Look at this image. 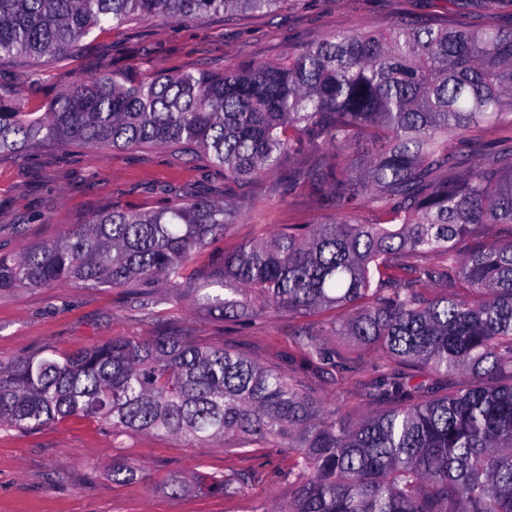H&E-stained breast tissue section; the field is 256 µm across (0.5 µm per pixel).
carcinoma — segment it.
<instances>
[{
	"label": "carcinoma",
	"instance_id": "cac0c4a2",
	"mask_svg": "<svg viewBox=\"0 0 512 512\" xmlns=\"http://www.w3.org/2000/svg\"><path fill=\"white\" fill-rule=\"evenodd\" d=\"M286 0H0V63L75 53L95 28L269 14ZM474 129L504 132L490 148ZM171 147L224 169L204 193L148 211L114 207L56 240L0 255V288H125L148 309L180 297L194 258L237 223L235 188L282 168L288 190L331 187L323 224H290L213 266L224 295L197 303L230 322L268 309L306 317L295 344L329 361L328 336L375 349L377 405L349 421L286 367L166 333L70 354L0 361V426L81 416L131 432L295 458L276 512H512V29L415 18L350 28L273 64L132 81L103 71L35 110L0 92V154ZM477 224L496 239L463 247ZM440 261L432 263L427 254ZM441 285L442 294L429 293ZM427 372L444 392L414 382ZM251 477H214L237 493Z\"/></svg>",
	"mask_w": 512,
	"mask_h": 512
}]
</instances>
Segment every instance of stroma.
I'll return each instance as SVG.
<instances>
[{
	"instance_id": "obj_1",
	"label": "stroma",
	"mask_w": 512,
	"mask_h": 512,
	"mask_svg": "<svg viewBox=\"0 0 512 512\" xmlns=\"http://www.w3.org/2000/svg\"><path fill=\"white\" fill-rule=\"evenodd\" d=\"M411 15L507 29L512 0H287L270 15H212L164 26L142 21L94 30L77 55L53 60L36 74L2 64L0 87L20 94L33 108L108 67L143 79L274 63L290 46L350 26L385 32ZM284 178L281 171L265 174L238 189L237 224L215 248L197 256L187 271L191 287L181 299L160 288L154 307L144 310L115 288H0V360L178 331L232 346L264 365L295 370L340 414L360 418L370 407L368 386L383 371L374 350L336 336L330 340L335 366L310 364L294 336L302 327L320 325L323 315L291 318L269 310L231 325L193 302L195 289L207 285L205 272L215 252H233L277 224H318L329 217L309 187L281 195ZM198 192L223 197V170L165 147L95 154L74 147H32L0 154V254L51 242L115 205L149 210L169 195ZM120 463L132 466L133 475L114 478L112 467ZM290 464L287 454L273 448L230 453L220 442L198 447L140 432L116 446L97 422L75 416L35 430L0 429V512H270L288 495ZM244 472L254 479L239 493L214 494L204 485L212 475Z\"/></svg>"
}]
</instances>
